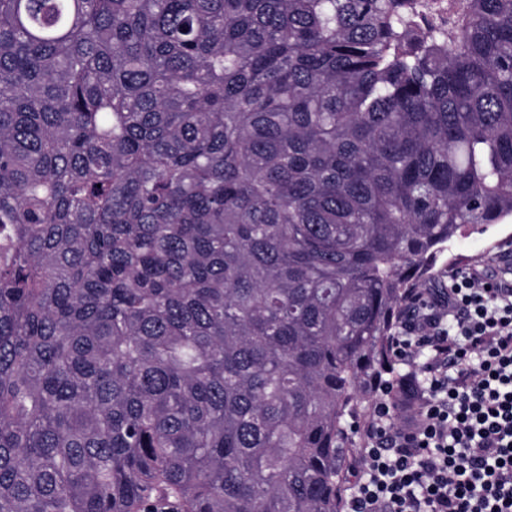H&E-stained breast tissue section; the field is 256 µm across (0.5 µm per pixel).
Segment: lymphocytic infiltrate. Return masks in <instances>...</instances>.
<instances>
[{
	"label": "lymphocytic infiltrate",
	"instance_id": "obj_1",
	"mask_svg": "<svg viewBox=\"0 0 512 512\" xmlns=\"http://www.w3.org/2000/svg\"><path fill=\"white\" fill-rule=\"evenodd\" d=\"M394 349L424 374L423 407L400 427L376 405L347 512H512V285L456 274Z\"/></svg>",
	"mask_w": 512,
	"mask_h": 512
}]
</instances>
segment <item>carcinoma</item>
Returning <instances> with one entry per match:
<instances>
[{
  "instance_id": "obj_1",
  "label": "carcinoma",
  "mask_w": 512,
  "mask_h": 512,
  "mask_svg": "<svg viewBox=\"0 0 512 512\" xmlns=\"http://www.w3.org/2000/svg\"><path fill=\"white\" fill-rule=\"evenodd\" d=\"M508 219L512 0H0V512H343Z\"/></svg>"
}]
</instances>
